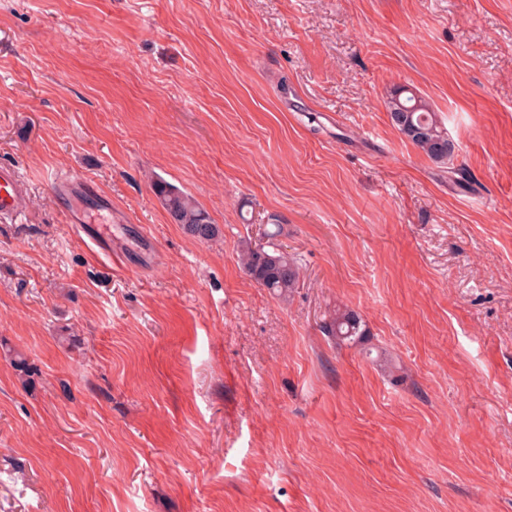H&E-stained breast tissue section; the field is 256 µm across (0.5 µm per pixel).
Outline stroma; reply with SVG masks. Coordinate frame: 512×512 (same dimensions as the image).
I'll return each instance as SVG.
<instances>
[{
  "instance_id": "stroma-1",
  "label": "stroma",
  "mask_w": 512,
  "mask_h": 512,
  "mask_svg": "<svg viewBox=\"0 0 512 512\" xmlns=\"http://www.w3.org/2000/svg\"><path fill=\"white\" fill-rule=\"evenodd\" d=\"M0 165V512H512V0H0ZM391 124L416 149L435 163H447L455 145L432 105L415 90L398 87L387 98ZM25 206L26 197L17 170L0 166V217L18 214ZM151 187L174 223L180 224L185 233L200 241H211L218 236L217 225L190 194L159 176L151 180ZM274 229L267 230L265 245H253L245 241L238 252V260L247 275L274 296L287 300L300 285L298 258L276 243L280 235V222L269 218ZM323 329L329 336H334L337 343L349 346L362 344L368 335L366 324L360 314L348 306L337 308Z\"/></svg>"
}]
</instances>
